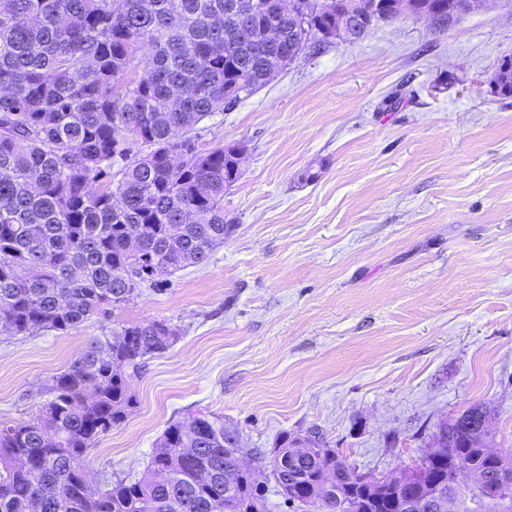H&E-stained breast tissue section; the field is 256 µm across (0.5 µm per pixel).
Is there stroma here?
<instances>
[{
    "mask_svg": "<svg viewBox=\"0 0 512 512\" xmlns=\"http://www.w3.org/2000/svg\"><path fill=\"white\" fill-rule=\"evenodd\" d=\"M507 56L504 0L445 27L385 21L206 120L199 149L243 148L223 243L69 332H0V421H30L92 337L157 319L177 339L90 450L95 486L141 476L196 411L237 426L249 459L315 427L384 475L480 403L512 454V98L492 85Z\"/></svg>",
    "mask_w": 512,
    "mask_h": 512,
    "instance_id": "obj_1",
    "label": "stroma"
}]
</instances>
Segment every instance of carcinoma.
<instances>
[{
  "mask_svg": "<svg viewBox=\"0 0 512 512\" xmlns=\"http://www.w3.org/2000/svg\"><path fill=\"white\" fill-rule=\"evenodd\" d=\"M250 37L224 50V0H0V328L24 335L66 333L131 301L152 269L168 274L208 261L224 242V191L239 178L219 145L201 151L190 133L266 84L265 73L302 55L280 0H258ZM281 32L275 46L266 28ZM495 93L512 98V57L498 66ZM186 161L175 168L168 154ZM131 236L140 250L127 249ZM177 333L164 320L92 338L53 376L36 417L0 422V512H236L243 496L262 512L246 474H234L227 447L237 428L197 412L171 423L146 473L86 492L85 457L134 405L129 380ZM487 408L474 405L438 426L449 449L422 456L413 484L374 490L348 482L344 500L324 474H349L321 434L305 437L314 456L288 473L285 496L313 500V512H396L406 491L448 480L457 463L480 469L485 485L512 491V455L488 459ZM53 434L59 442L46 443ZM191 448L185 458L179 449ZM168 474L164 484L156 470ZM459 512H501L474 487Z\"/></svg>",
  "mask_w": 512,
  "mask_h": 512,
  "instance_id": "1",
  "label": "carcinoma"
}]
</instances>
